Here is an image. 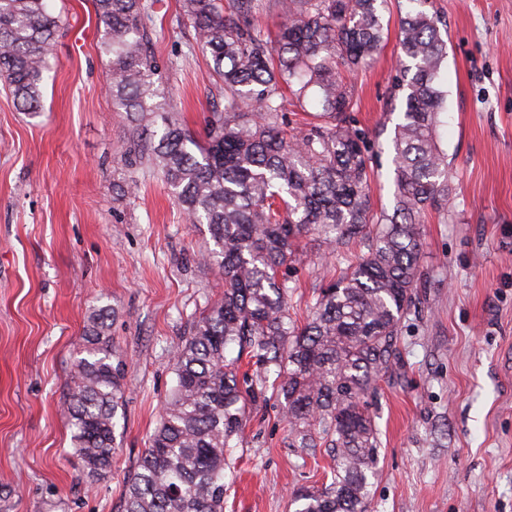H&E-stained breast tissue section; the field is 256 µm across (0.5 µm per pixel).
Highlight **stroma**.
<instances>
[{"label": "stroma", "instance_id": "obj_1", "mask_svg": "<svg viewBox=\"0 0 512 512\" xmlns=\"http://www.w3.org/2000/svg\"><path fill=\"white\" fill-rule=\"evenodd\" d=\"M446 23L447 213L421 226L422 285L399 324L396 358L368 399L379 445L364 512H512V0H429ZM58 61L37 112L0 87V512H122L175 385L174 354L224 293L205 264L207 225L190 223L130 150L136 134L107 91L93 0H51ZM151 50L173 118L204 133L223 111L212 61L191 49L179 0H158ZM405 0L351 79L353 118L380 148L375 210L394 205L393 90ZM290 276L291 316L360 254L314 236ZM103 311L124 370L111 470L78 465L60 410L89 316ZM224 465V512H294L301 487L331 481L333 451L298 447L274 375Z\"/></svg>", "mask_w": 512, "mask_h": 512}]
</instances>
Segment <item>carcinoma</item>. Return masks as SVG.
<instances>
[{"mask_svg": "<svg viewBox=\"0 0 512 512\" xmlns=\"http://www.w3.org/2000/svg\"><path fill=\"white\" fill-rule=\"evenodd\" d=\"M48 0H0V80L17 105H40L57 20ZM110 56L107 89L135 126L162 121L139 162L155 169L193 224L208 225L204 260L224 278V295L195 320L174 356L176 385L159 426L128 476L124 512H224V454L240 437L258 383L240 372L246 356L275 369L290 432L302 448L328 442L331 482L292 494L295 512H362L377 458L376 429L362 398L396 355L401 318L422 276L420 218L448 211V161L440 148L447 44L428 0H408L400 26L405 109L395 126L394 206L374 210L370 138L351 124L355 71L384 41L380 0H270L282 22H256L265 0H181L195 44L224 85L201 140L168 117L151 55L156 0H93ZM313 121L288 129L286 99ZM311 231L341 252L363 254L315 289L298 326L289 313L288 270ZM86 356L70 371L64 415L82 467H112L123 394L122 363L101 313L83 333ZM238 348L237 357L227 352Z\"/></svg>", "mask_w": 512, "mask_h": 512, "instance_id": "obj_1", "label": "carcinoma"}]
</instances>
